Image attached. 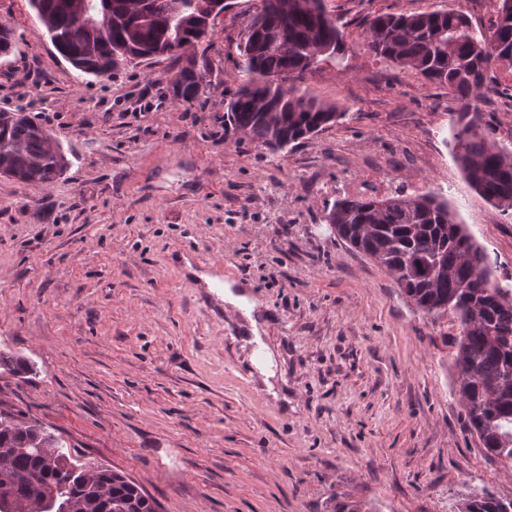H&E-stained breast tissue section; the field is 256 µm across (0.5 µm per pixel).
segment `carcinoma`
<instances>
[{
	"instance_id": "carcinoma-1",
	"label": "carcinoma",
	"mask_w": 512,
	"mask_h": 512,
	"mask_svg": "<svg viewBox=\"0 0 512 512\" xmlns=\"http://www.w3.org/2000/svg\"><path fill=\"white\" fill-rule=\"evenodd\" d=\"M49 39L77 71L105 78L134 57L186 58L173 83L192 103L204 71L186 51L202 39V16L224 0H28ZM488 33L478 38L456 9L377 15L366 23L369 51L406 66L462 102L453 135L455 157L471 186L512 215V152L482 129L476 102L491 90L489 74L512 65V0H497ZM97 25L89 27L82 16ZM344 46L343 31L323 0H262L241 49L244 80L224 113V132L240 133L275 152L296 146L343 118L336 106L285 86L309 68L312 54ZM69 165L61 146L21 109L0 112V169L23 183L51 184ZM326 221L336 235L385 269L426 315L450 313L459 336L451 355L453 393L486 455L512 464V288L492 280L485 251L448 203L430 189H400L384 198L343 196ZM0 368L31 371L21 356L0 353ZM42 425L0 419V512H157L158 502L125 473L82 464ZM458 512H512V500L482 489L458 500Z\"/></svg>"
}]
</instances>
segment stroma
Here are the masks:
<instances>
[{
  "mask_svg": "<svg viewBox=\"0 0 512 512\" xmlns=\"http://www.w3.org/2000/svg\"><path fill=\"white\" fill-rule=\"evenodd\" d=\"M188 53L193 103L157 57L97 79L55 50L28 0H0L16 43L0 111L24 108L62 145L53 184L0 175V413L40 422L83 461L123 471L161 512H456L460 494L512 499L453 393L450 315L416 310L324 220L343 184L391 169L428 179L512 281V217L453 152L461 103L371 53L367 20L461 9L486 31L496 0H324L345 46L296 84L343 117L281 153L224 131L238 44L261 0H230ZM478 106L512 150V66ZM206 265L194 263V254ZM259 304L226 312L205 270ZM187 65L183 66L173 83L175 94L183 102L192 103L200 94L202 86V76L205 70L197 69V62L193 57H186Z\"/></svg>",
  "mask_w": 512,
  "mask_h": 512,
  "instance_id": "obj_1",
  "label": "stroma"
}]
</instances>
